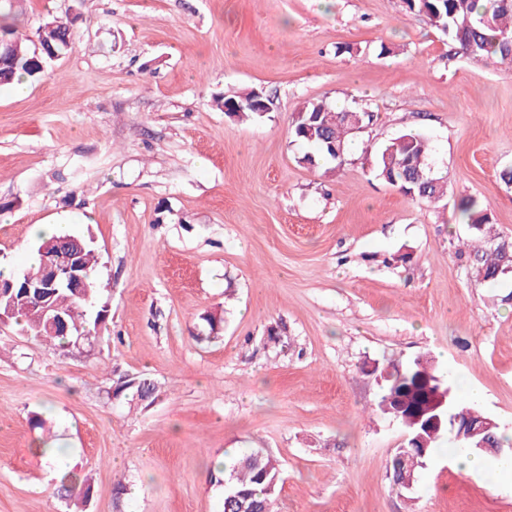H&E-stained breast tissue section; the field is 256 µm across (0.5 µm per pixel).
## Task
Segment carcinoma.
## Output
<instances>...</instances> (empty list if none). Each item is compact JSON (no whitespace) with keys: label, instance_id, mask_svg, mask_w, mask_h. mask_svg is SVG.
Instances as JSON below:
<instances>
[{"label":"carcinoma","instance_id":"carcinoma-1","mask_svg":"<svg viewBox=\"0 0 512 512\" xmlns=\"http://www.w3.org/2000/svg\"><path fill=\"white\" fill-rule=\"evenodd\" d=\"M411 10L425 12L426 18L435 27L447 32L457 53L472 58H486L506 65L512 69V0H406ZM74 40L73 23H63L52 19L38 27L36 39H23L18 36L16 15L12 10L0 8V87L7 86L17 77L36 79L47 69L49 63L65 54ZM215 104L219 109L229 108L228 115L238 119H259L269 113L254 106L253 91L234 95H218ZM347 109L336 110L330 106L324 108L319 101H307L294 112L291 132L294 140L305 145L308 151L301 161L313 168L325 165L336 169L342 166L349 143L353 137L351 126L345 122ZM318 113L322 115L316 127L307 131L303 125ZM357 115L361 124L372 120L373 114L365 110L351 112ZM430 141L416 132H404L391 138L373 155L372 173L403 194L414 188L408 182L407 175L412 172L430 179L423 193H415L411 200L421 203L440 201L447 193L448 178L431 170ZM463 223L472 230L471 240L462 243L457 254L466 256L472 265L475 281L479 285H493L503 276L502 269L512 264V241L509 242L493 230L490 213L472 197H463L457 204ZM97 264L94 249L84 256L85 278L88 285V297L75 295L68 288L55 291L53 304L69 322L72 333L59 336L48 330V316L40 309L30 305L19 293L24 276L32 279L39 277L41 264L31 265L9 277H0L3 284L13 283V290L0 291V310L11 308L16 311L13 319L21 331L53 346L65 348L80 341H88L97 334V325L101 314L90 316L96 303L100 288L92 275ZM386 373L385 392L377 402V410L388 415L402 425L408 434L422 433L426 437L428 448L423 458L416 456L411 448L396 449L390 472L393 483L404 488V476L413 473L419 477L426 459L433 456L443 443H448V451L456 454L461 447H473L470 441L456 439L451 418L458 413L472 414L475 404L464 401L459 380L442 374L432 361L418 358L405 367L388 366L380 369ZM438 386L448 391L444 405L434 411L441 420L438 431H427L414 422L406 411L396 403H386V397L397 395L405 404L414 403L418 391L424 384ZM157 386L144 376L133 377L112 391L116 399L128 403H153L156 400ZM223 477L217 483L224 486L223 512H274L276 493L281 481V465L272 456L260 451L242 455L236 460L224 464ZM66 482L61 484L60 493L70 498L77 496L81 502L88 501L91 484L82 481L68 472Z\"/></svg>","mask_w":512,"mask_h":512}]
</instances>
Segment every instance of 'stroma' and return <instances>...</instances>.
<instances>
[{
  "mask_svg": "<svg viewBox=\"0 0 512 512\" xmlns=\"http://www.w3.org/2000/svg\"><path fill=\"white\" fill-rule=\"evenodd\" d=\"M13 9L29 36L75 17V42L25 96L0 89V263L26 268L32 225L90 232L102 318L67 348L0 326V512H65L68 467L91 479L87 512H221L211 467L257 448L281 464L276 512H512V478L462 474L442 450L394 486L404 430L376 412L371 371L431 357L512 429V273L476 287L452 208L475 197L512 238V71L450 56L406 0ZM243 89L272 112L214 106ZM307 100L373 114L334 171L303 164L291 135ZM407 131L432 143L444 201L370 172L364 145ZM139 375L152 405L113 398Z\"/></svg>",
  "mask_w": 512,
  "mask_h": 512,
  "instance_id": "stroma-1",
  "label": "stroma"
}]
</instances>
